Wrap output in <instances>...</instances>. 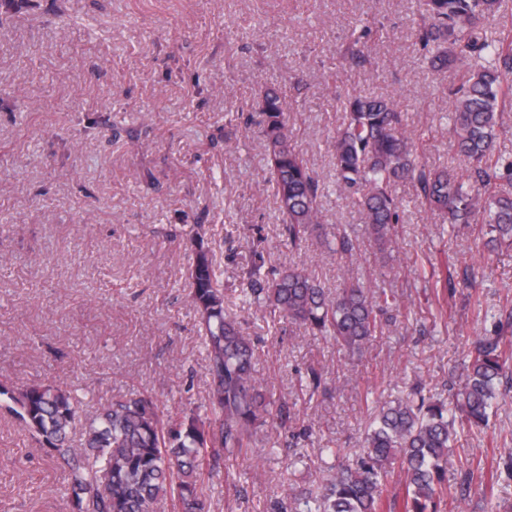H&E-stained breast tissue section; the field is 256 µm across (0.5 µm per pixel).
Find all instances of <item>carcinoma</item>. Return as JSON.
Masks as SVG:
<instances>
[{
  "instance_id": "1",
  "label": "carcinoma",
  "mask_w": 512,
  "mask_h": 512,
  "mask_svg": "<svg viewBox=\"0 0 512 512\" xmlns=\"http://www.w3.org/2000/svg\"><path fill=\"white\" fill-rule=\"evenodd\" d=\"M504 0H421L418 40L432 47V63L455 67L452 132L475 168L474 181L421 159L422 145L403 129L388 98L356 93L343 102L342 127L332 142L336 187L356 196L364 234L384 258L395 243L399 205L392 187L410 180L422 203L447 215L451 226L483 224L493 247L512 246V156L497 151L502 117L512 112V28L489 37L484 27L501 16ZM263 160L289 242L300 246L322 222L323 188L288 130L290 105L281 92L261 90ZM185 290L198 316L209 390L200 406L161 411L139 391L101 406L80 448L69 446L81 401L66 385L36 383L0 388L19 424L46 444L69 472L75 512H205L214 471L226 453L251 448L257 429L274 422L282 405L255 377V344L227 312L215 254L202 225L192 239ZM249 299L275 319L307 326L348 354H360L382 335V315L399 307L390 291H371L347 276L324 290L306 269L262 274L265 256L253 250ZM501 336H479L454 382L448 402L416 391L375 408L355 459L293 494L295 512H438L453 496L445 483L456 426L488 425L499 387L512 381Z\"/></svg>"
}]
</instances>
